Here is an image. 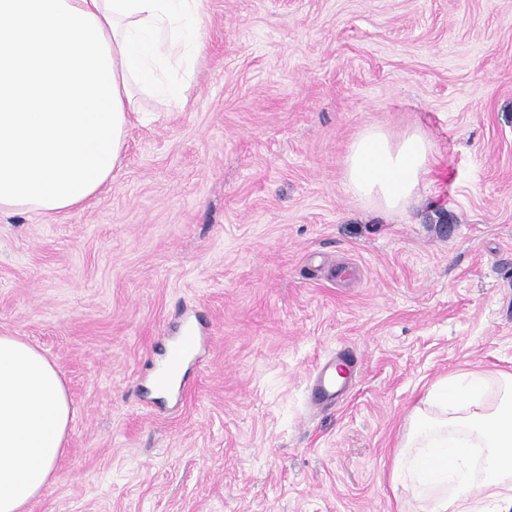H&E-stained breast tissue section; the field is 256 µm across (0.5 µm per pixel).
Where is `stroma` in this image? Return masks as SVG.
Instances as JSON below:
<instances>
[{"mask_svg": "<svg viewBox=\"0 0 512 512\" xmlns=\"http://www.w3.org/2000/svg\"><path fill=\"white\" fill-rule=\"evenodd\" d=\"M203 6L186 105L140 96L111 183L0 216V334L74 409L29 512H413L390 467L427 391L512 373V0ZM368 127L433 143L405 210L346 187ZM187 318L212 339L159 396ZM336 364H339L346 376L344 383L336 388V383L332 379V371L336 370ZM350 359H344L341 363H336L335 360H326L317 370L311 386V394L318 401H330L336 398L337 393L343 388L346 383L347 375L352 367Z\"/></svg>", "mask_w": 512, "mask_h": 512, "instance_id": "obj_1", "label": "stroma"}]
</instances>
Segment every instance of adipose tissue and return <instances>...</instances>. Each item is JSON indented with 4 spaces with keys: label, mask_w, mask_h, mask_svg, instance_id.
Returning a JSON list of instances; mask_svg holds the SVG:
<instances>
[{
    "label": "adipose tissue",
    "mask_w": 512,
    "mask_h": 512,
    "mask_svg": "<svg viewBox=\"0 0 512 512\" xmlns=\"http://www.w3.org/2000/svg\"><path fill=\"white\" fill-rule=\"evenodd\" d=\"M202 0H0V214L82 208L112 180L137 93L179 104ZM432 157L420 131H361L350 193L385 211L416 196ZM445 379L417 410L391 481L420 512H512V374ZM72 410L57 367L0 335V512H28L54 479Z\"/></svg>",
    "instance_id": "1"
}]
</instances>
